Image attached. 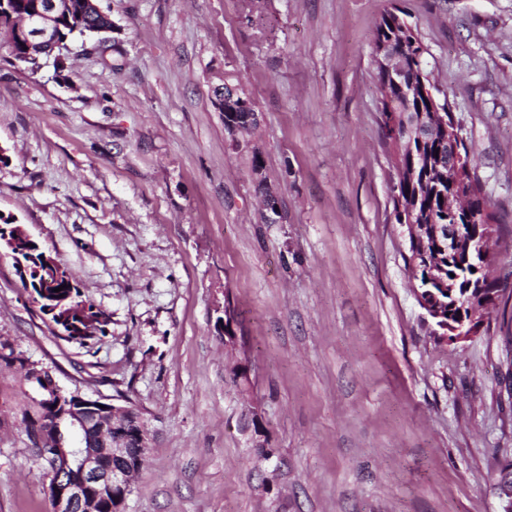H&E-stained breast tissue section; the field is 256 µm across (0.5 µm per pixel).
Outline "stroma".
I'll use <instances>...</instances> for the list:
<instances>
[{
	"label": "stroma",
	"instance_id": "obj_1",
	"mask_svg": "<svg viewBox=\"0 0 512 512\" xmlns=\"http://www.w3.org/2000/svg\"><path fill=\"white\" fill-rule=\"evenodd\" d=\"M99 5L113 30L35 71L0 36V214L106 333L60 336L5 256L0 354L141 410L125 512H498L512 299L471 340L433 336L393 217L373 35L395 9L417 31L500 218L512 295V0ZM226 81L259 115L237 148L215 103ZM34 395L0 361V512H48L23 424ZM94 309H96V308L91 303H90V306H89V310H88V304L85 303V302L73 303L72 308H71V312H77V313L84 312L86 314L88 312V314H87L88 317L99 316V315L103 314V312L101 310H99V309L94 310ZM93 310L96 311V312H94ZM94 319H96V320H98L100 322H104L105 320H107L106 317H104V316H99V317H96ZM94 319L91 318V319L86 321L89 329H91L94 325H97V322ZM100 322H98L100 324V326L97 327V330L95 331V333L93 335L80 336V334H77V335H72L71 334L70 336H66V339L70 340V341L78 342L80 344H85L86 340L92 339V338L96 337V333H98V332L101 333L102 335H105L104 326L106 325V322H104V323H100Z\"/></svg>",
	"mask_w": 512,
	"mask_h": 512
}]
</instances>
